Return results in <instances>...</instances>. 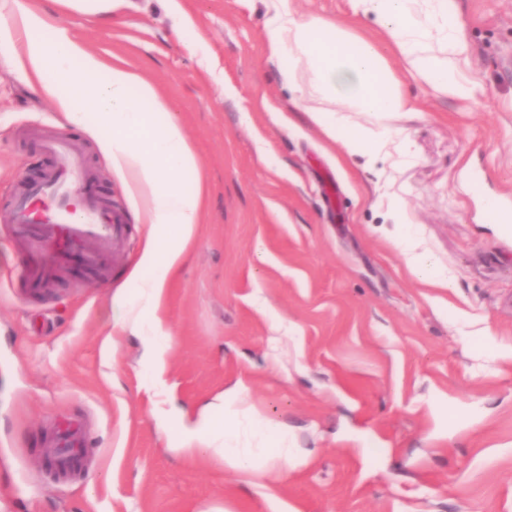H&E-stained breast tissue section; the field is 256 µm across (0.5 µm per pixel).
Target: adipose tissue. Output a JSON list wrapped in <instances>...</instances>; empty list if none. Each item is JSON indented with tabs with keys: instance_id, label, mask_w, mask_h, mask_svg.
I'll list each match as a JSON object with an SVG mask.
<instances>
[{
	"instance_id": "adipose-tissue-1",
	"label": "adipose tissue",
	"mask_w": 512,
	"mask_h": 512,
	"mask_svg": "<svg viewBox=\"0 0 512 512\" xmlns=\"http://www.w3.org/2000/svg\"><path fill=\"white\" fill-rule=\"evenodd\" d=\"M56 9L11 0L13 24L0 31V56L51 99L67 121L93 136L113 170L140 197L139 223L148 227L136 269L134 296H121L119 327L143 338V358L161 377L170 351L164 308L167 286L187 256L204 217L203 165L170 104L141 72L120 59L105 60L77 39L64 11L104 18L115 0H55ZM266 32L272 59L298 95H320L384 118L408 102L376 46L340 23L299 14L294 0H277ZM362 14L378 19L412 72L449 96L466 98L473 84L460 73L468 43L453 20V0H355ZM441 38L447 57L432 48ZM312 122L345 152L378 156L383 140L341 123L335 112L311 113ZM242 395L225 390L219 410L193 415L178 407L156 412L163 433H175L176 451L187 461L215 459L239 475L255 473L252 439L274 438V453L288 457V436L238 415Z\"/></svg>"
}]
</instances>
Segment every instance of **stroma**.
Listing matches in <instances>:
<instances>
[{
    "label": "stroma",
    "mask_w": 512,
    "mask_h": 512,
    "mask_svg": "<svg viewBox=\"0 0 512 512\" xmlns=\"http://www.w3.org/2000/svg\"><path fill=\"white\" fill-rule=\"evenodd\" d=\"M123 0L73 34L143 71L204 163L203 224L167 288L165 384L141 339L115 331L118 296L147 235L139 197L96 141L0 65V219L67 140L81 192L116 206L126 233L100 269L72 255L52 292L28 295L0 227V512H512V0H454L471 97L413 77L354 0H295L378 44L409 112L376 120L318 96L295 108L266 31L271 0ZM392 135L377 162L344 155L309 111ZM396 197L407 217L395 223ZM417 243L446 288L406 264ZM241 384L243 410L288 434L255 477L186 463L151 410L175 387L195 412ZM86 435L75 472L48 468L51 435Z\"/></svg>",
    "instance_id": "obj_1"
}]
</instances>
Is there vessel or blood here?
I'll return each mask as SVG.
<instances>
[{
    "instance_id": "vessel-or-blood-1",
    "label": "vessel or blood",
    "mask_w": 512,
    "mask_h": 512,
    "mask_svg": "<svg viewBox=\"0 0 512 512\" xmlns=\"http://www.w3.org/2000/svg\"><path fill=\"white\" fill-rule=\"evenodd\" d=\"M40 148L53 164L39 179L26 183L5 218L31 257L20 276L34 293L44 292L56 267L69 258L74 248H85L86 262L93 266L111 251L113 239L123 232L119 215L112 207L82 197L80 185L86 172L71 146L46 139ZM83 445L76 430L63 428L55 436L52 448L56 469L69 471L77 448Z\"/></svg>"
}]
</instances>
